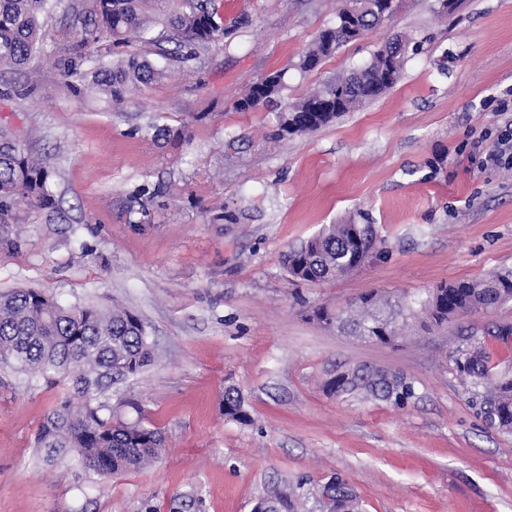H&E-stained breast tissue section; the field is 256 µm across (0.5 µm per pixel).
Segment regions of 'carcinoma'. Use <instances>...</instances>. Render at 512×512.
Returning <instances> with one entry per match:
<instances>
[{"label":"carcinoma","instance_id":"1","mask_svg":"<svg viewBox=\"0 0 512 512\" xmlns=\"http://www.w3.org/2000/svg\"><path fill=\"white\" fill-rule=\"evenodd\" d=\"M62 0H0V73L30 69L43 52L50 15ZM353 24L370 31L387 17L375 0H344ZM163 26L166 34L148 36L150 22ZM70 25L77 38L55 57L54 66L70 90L80 96H97L112 105L126 94L164 77L154 67L150 54L171 53L189 59L198 49L224 38V19L216 0H85L71 8ZM133 41L146 45L142 53L122 54L117 49ZM174 44V49L162 43ZM352 42L345 22L321 32L297 68L315 69L323 60ZM407 39L395 35L383 42L370 62L326 83L322 89L287 106L278 116L277 136H299L333 122L342 112L373 100L398 81L404 63ZM272 83L260 89L256 82L237 99L241 112L272 101L284 86L285 72L271 73ZM49 164L18 141L0 134V211L24 201L49 208L52 199ZM350 224H334L306 245L284 255L288 277L301 282L336 279L348 258ZM503 300H512V269L485 278L442 283L424 299L428 318L437 323L468 312L493 310ZM359 312L340 318L346 333L363 340L388 342L396 337L404 319L403 308H394L368 293L359 298ZM151 361L145 327L132 312L114 307L102 310L92 304L62 306L36 289L0 293V366L24 374L30 381L63 379L80 399L73 405L66 397L41 423L36 446L46 455L72 453L83 470L99 478L137 468L156 459L165 447L162 432L140 421H126L98 399L103 381L123 380L143 370ZM331 394L372 395L396 406L405 405L413 386L401 378L391 381L364 376V369L344 371L325 382ZM491 419L501 429L512 431V379L500 380L490 393ZM224 417L240 425L252 423L239 391L224 390ZM266 499L271 512H298V505L284 490L274 487Z\"/></svg>","mask_w":512,"mask_h":512}]
</instances>
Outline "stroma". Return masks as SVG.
<instances>
[{"mask_svg":"<svg viewBox=\"0 0 512 512\" xmlns=\"http://www.w3.org/2000/svg\"><path fill=\"white\" fill-rule=\"evenodd\" d=\"M226 35L110 112L72 94L50 57L74 37L55 14L30 76L0 82V130L46 159L62 219L15 205L0 237V291L42 289L65 306L117 305L143 322L145 370L107 400L160 428L150 464L97 479L35 444L66 382L22 383L0 368V512H252L274 486L325 512L336 480L354 512H512V433L488 390L512 376V302L440 326L409 320L394 343L319 324L376 292L408 307L443 282L512 269V166L485 156L512 112V0H399L393 17L311 72L295 64L342 0H216ZM421 42L399 81L319 131L275 136L282 105L366 65L388 37ZM285 70L275 104L234 101ZM236 223L223 221L224 213ZM375 225L383 253L358 271L295 284L283 256L324 227ZM485 348V377L459 370ZM355 367L414 387L406 405L323 388ZM239 390L253 422L224 418Z\"/></svg>","mask_w":512,"mask_h":512,"instance_id":"stroma-1","label":"stroma"}]
</instances>
